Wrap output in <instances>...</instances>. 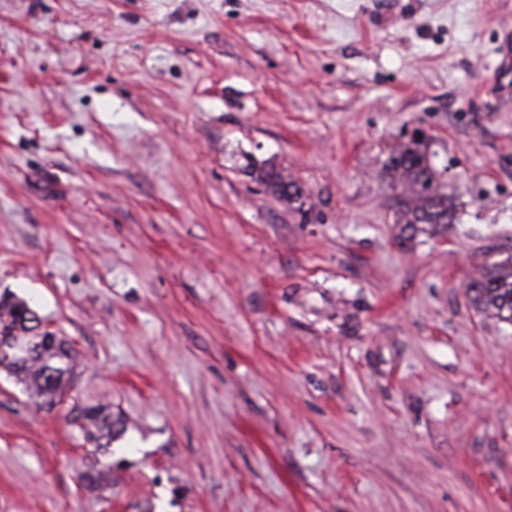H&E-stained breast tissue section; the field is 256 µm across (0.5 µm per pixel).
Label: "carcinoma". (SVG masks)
I'll return each instance as SVG.
<instances>
[{
  "label": "carcinoma",
  "instance_id": "carcinoma-1",
  "mask_svg": "<svg viewBox=\"0 0 512 512\" xmlns=\"http://www.w3.org/2000/svg\"><path fill=\"white\" fill-rule=\"evenodd\" d=\"M388 170L401 188L395 223L405 230L418 224L454 223L455 204L443 191L440 173L421 140L401 144ZM257 179L281 199L290 201L300 194L298 186L273 166L257 169ZM467 291L478 312L512 324V253L487 265L470 281ZM36 320L25 302L0 296V371L12 376L37 406H55L62 403L64 391L72 382L73 349L55 333L37 331L33 325ZM71 413L84 440L96 453L110 448L122 433L108 405H75ZM111 475L109 464L101 470L83 472L79 481L87 489H97L109 482Z\"/></svg>",
  "mask_w": 512,
  "mask_h": 512
}]
</instances>
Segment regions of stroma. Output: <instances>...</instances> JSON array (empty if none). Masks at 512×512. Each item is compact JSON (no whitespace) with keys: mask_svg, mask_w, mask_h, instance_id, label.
Instances as JSON below:
<instances>
[{"mask_svg":"<svg viewBox=\"0 0 512 512\" xmlns=\"http://www.w3.org/2000/svg\"><path fill=\"white\" fill-rule=\"evenodd\" d=\"M512 0H0V512H512ZM418 134L454 224H395ZM284 170L287 202L254 173ZM126 423L89 453L71 405ZM111 464L112 485L78 476ZM467 291L478 312L512 324V253L487 265ZM36 320L24 301L0 296V371L22 385L38 407L55 406L63 402L64 391L72 382L73 349L48 330L32 334L38 325L29 324ZM17 343L29 344L28 350H12Z\"/></svg>","mask_w":512,"mask_h":512,"instance_id":"obj_1","label":"stroma"}]
</instances>
